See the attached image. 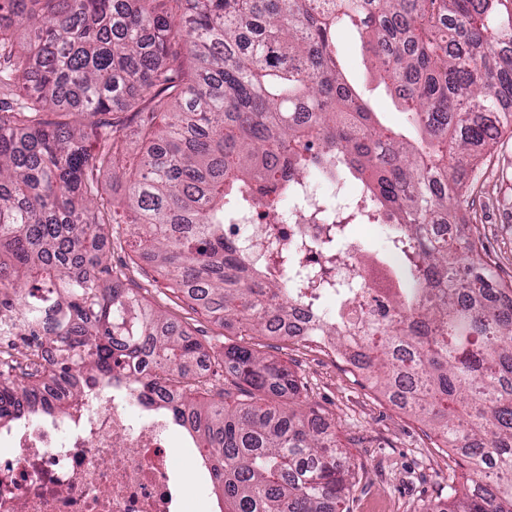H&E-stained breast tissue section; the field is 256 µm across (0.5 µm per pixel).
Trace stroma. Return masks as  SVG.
<instances>
[{
  "mask_svg": "<svg viewBox=\"0 0 512 512\" xmlns=\"http://www.w3.org/2000/svg\"><path fill=\"white\" fill-rule=\"evenodd\" d=\"M337 42L344 51L349 79L364 92L381 122L400 128L405 116L389 94L375 87L361 44L343 32ZM469 204L465 215L492 259V270L512 283V135L505 133L468 176ZM117 245L110 253L114 267L125 272L129 287L143 301L188 330L207 357L225 348L257 349L294 371L303 401L317 406L331 420L336 441L365 475L356 488L351 512H421L424 504L446 497L449 485H463L467 472L456 466L447 449L424 425L402 413L372 386L365 374L335 363L316 347L293 344L225 328L193 302L171 290L168 281L132 245L130 227L114 225Z\"/></svg>",
  "mask_w": 512,
  "mask_h": 512,
  "instance_id": "1",
  "label": "stroma"
}]
</instances>
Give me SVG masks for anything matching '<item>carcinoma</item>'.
<instances>
[{"label":"carcinoma","mask_w":512,"mask_h":512,"mask_svg":"<svg viewBox=\"0 0 512 512\" xmlns=\"http://www.w3.org/2000/svg\"><path fill=\"white\" fill-rule=\"evenodd\" d=\"M358 34L412 131L376 120L348 83L336 30ZM26 34L24 52L15 36ZM129 112V123L112 115ZM139 154L117 164L127 130ZM512 133V0H0V300L27 319L61 380L133 377V390L194 433L228 512H340L360 483L295 374L247 347L224 350L238 389L191 397L201 343L152 309L109 262L112 225L225 327L291 342L299 300L336 291L314 325L354 346L375 387L475 476L424 512H512V284L470 233L464 174ZM372 215L395 220L394 318H362L364 287L293 256L266 277L224 240L258 190L276 204L320 164ZM127 184L104 216L99 173ZM458 216L448 240L428 225ZM351 225L322 249L339 260ZM36 403L0 383V421Z\"/></svg>","instance_id":"1"}]
</instances>
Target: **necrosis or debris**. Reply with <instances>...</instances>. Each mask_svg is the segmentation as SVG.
I'll list each match as a JSON object with an SVG mask.
<instances>
[{
  "mask_svg": "<svg viewBox=\"0 0 512 512\" xmlns=\"http://www.w3.org/2000/svg\"><path fill=\"white\" fill-rule=\"evenodd\" d=\"M340 188L335 172L320 168L286 202L253 200L242 220L225 225L224 237L253 255L320 238L324 225L345 217L389 226L388 218L370 220L360 209L345 215ZM362 260L358 243H350L336 272L365 281L369 319L387 322L393 311L385 289L395 263L383 257L367 275ZM27 333L14 308L0 305V373L39 379L46 407L37 417L0 424V512H208L209 477L202 472L194 485L185 483L164 410L145 406L125 380L79 386L50 377Z\"/></svg>",
  "mask_w": 512,
  "mask_h": 512,
  "instance_id": "necrosis-or-debris-1",
  "label": "necrosis or debris"
}]
</instances>
